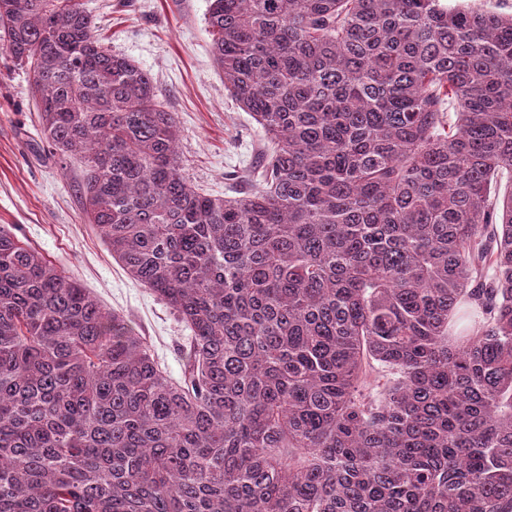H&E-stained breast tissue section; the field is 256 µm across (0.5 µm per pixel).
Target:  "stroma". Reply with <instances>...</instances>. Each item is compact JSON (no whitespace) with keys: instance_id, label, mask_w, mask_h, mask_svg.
<instances>
[{"instance_id":"1","label":"stroma","mask_w":512,"mask_h":512,"mask_svg":"<svg viewBox=\"0 0 512 512\" xmlns=\"http://www.w3.org/2000/svg\"><path fill=\"white\" fill-rule=\"evenodd\" d=\"M84 3L106 46L147 70L161 104L174 113L181 129L177 157L188 184L220 196L259 165L258 126L226 94L211 52V0ZM39 131L28 75L0 46V226L124 315L169 375L180 378L186 330L84 223L81 166L53 156Z\"/></svg>"}]
</instances>
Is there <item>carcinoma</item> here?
<instances>
[{"instance_id": "cac0c4a2", "label": "carcinoma", "mask_w": 512, "mask_h": 512, "mask_svg": "<svg viewBox=\"0 0 512 512\" xmlns=\"http://www.w3.org/2000/svg\"><path fill=\"white\" fill-rule=\"evenodd\" d=\"M207 24L267 143L224 197L81 0H0L85 221L191 331L177 381L0 228V512H512V14L212 0Z\"/></svg>"}]
</instances>
